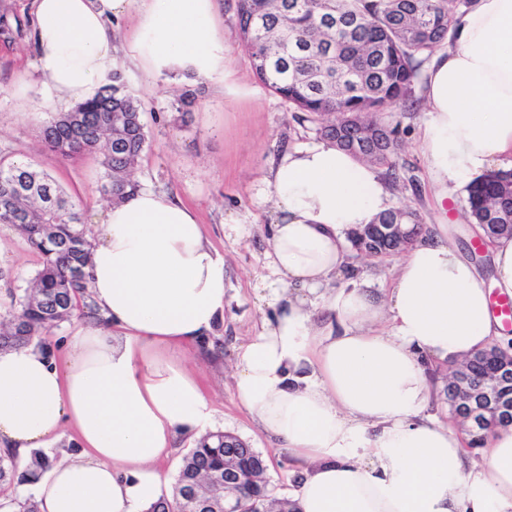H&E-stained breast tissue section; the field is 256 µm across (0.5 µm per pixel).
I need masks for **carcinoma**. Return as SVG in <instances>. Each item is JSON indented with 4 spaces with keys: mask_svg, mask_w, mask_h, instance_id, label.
Masks as SVG:
<instances>
[{
    "mask_svg": "<svg viewBox=\"0 0 512 512\" xmlns=\"http://www.w3.org/2000/svg\"><path fill=\"white\" fill-rule=\"evenodd\" d=\"M472 0H236L237 28L259 81L287 101L325 139L361 160L396 170L399 129L374 115L414 98L422 63L455 33L456 17ZM93 100L58 112L42 127L46 148L66 159L103 151L100 191L111 202L133 196L134 167L147 146L138 98L115 82ZM343 112L377 128L374 146L360 129L340 126ZM466 212L474 224H512V170L491 171L465 187ZM415 231L400 238L386 232L398 215ZM0 224L18 230L41 255V268L13 297L0 322V349L29 344L75 316L95 312L87 292L91 243L80 204L49 176L29 165L0 162ZM422 234L412 209L393 208L374 223L348 233L352 247L371 256L410 248ZM500 362L478 352L461 363L475 379L493 376ZM239 449L237 484L242 512H300L295 501L272 497L261 452L221 431L203 435L183 458L173 496L151 501L147 512H195L191 490L224 473V448ZM16 463L0 457V482L14 479Z\"/></svg>",
    "mask_w": 512,
    "mask_h": 512,
    "instance_id": "obj_1",
    "label": "carcinoma"
}]
</instances>
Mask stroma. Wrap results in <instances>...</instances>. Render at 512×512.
<instances>
[{
  "label": "stroma",
  "mask_w": 512,
  "mask_h": 512,
  "mask_svg": "<svg viewBox=\"0 0 512 512\" xmlns=\"http://www.w3.org/2000/svg\"><path fill=\"white\" fill-rule=\"evenodd\" d=\"M219 25L224 32L231 89L217 83H196L182 78L151 79L124 59L116 66L123 90L143 103L148 146L133 173L141 187L167 192L197 209L203 229L224 255V321L215 332L223 348L213 358L186 352L182 361L198 377L214 409L213 430L230 432L266 457L267 476L276 496L293 497L292 459L273 446L255 425L236 396L234 364L239 348L259 330L271 311L262 300L269 274L265 251L270 205L257 199L261 181L280 153L288 147L316 141L314 124L300 120L287 102L259 82L250 56L239 39L235 0H220ZM29 36L0 39V158L27 157L38 171L48 174L68 195L83 204L89 226H96L103 209L100 192L101 152L64 160L45 151L40 131L45 116L27 111L23 92L38 95L48 82L31 66ZM191 90L196 103L191 111L175 109V94ZM423 106L403 111L394 107L383 118L399 123L401 150L396 159L400 180L391 187L393 204L417 211L428 231L448 225L463 254L484 275H491L489 255L472 248L474 226L466 219V193L457 189L448 205H439L430 182L421 126ZM241 232H233V225ZM405 260L404 254L367 256L349 251L347 261L356 275L367 276L375 287L391 288ZM40 267L38 251L13 228L0 225V312L11 295L26 287Z\"/></svg>",
  "instance_id": "1"
}]
</instances>
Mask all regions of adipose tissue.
<instances>
[{"instance_id":"adipose-tissue-1","label":"adipose tissue","mask_w":512,"mask_h":512,"mask_svg":"<svg viewBox=\"0 0 512 512\" xmlns=\"http://www.w3.org/2000/svg\"><path fill=\"white\" fill-rule=\"evenodd\" d=\"M32 51L49 90L36 112H67L111 83L117 54L150 77L227 81L218 0H32ZM132 16L133 32L116 23ZM420 94L429 176L448 195L512 156V0H475ZM264 299L272 315L240 347L242 405L295 465L301 512H512V427L471 456L425 416V361L507 346L490 307L512 296V237L492 247L493 279L464 259L447 225L415 243L387 295L371 281L332 288L348 231L391 209L380 170L325 139L282 153ZM96 316L75 318L71 349L0 351V455L25 463L72 430L79 453L16 494L39 512H138L160 461L199 439L214 409L180 352L224 319V256L192 209L154 189L106 208L91 248ZM335 315L314 321L315 311Z\"/></svg>"}]
</instances>
